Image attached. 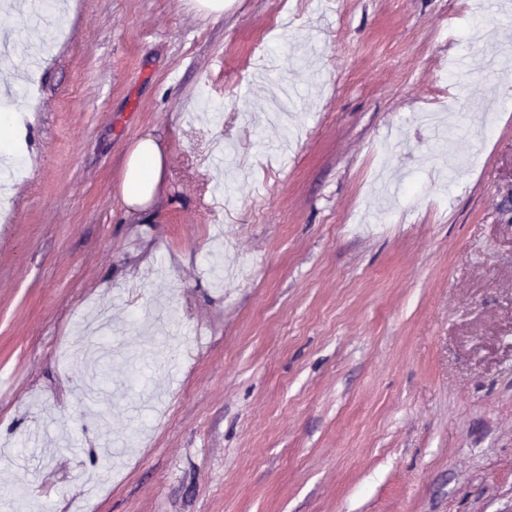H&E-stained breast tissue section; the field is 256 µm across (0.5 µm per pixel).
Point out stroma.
I'll return each instance as SVG.
<instances>
[{
	"label": "stroma",
	"instance_id": "obj_1",
	"mask_svg": "<svg viewBox=\"0 0 512 512\" xmlns=\"http://www.w3.org/2000/svg\"><path fill=\"white\" fill-rule=\"evenodd\" d=\"M53 2L0 75V512H512V0ZM163 157L158 143L147 136L140 139L130 153L122 183L123 200L132 211L151 204L163 172Z\"/></svg>",
	"mask_w": 512,
	"mask_h": 512
}]
</instances>
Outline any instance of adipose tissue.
<instances>
[{"label":"adipose tissue","mask_w":512,"mask_h":512,"mask_svg":"<svg viewBox=\"0 0 512 512\" xmlns=\"http://www.w3.org/2000/svg\"><path fill=\"white\" fill-rule=\"evenodd\" d=\"M163 157L158 143L151 137L140 139L130 153L122 183L123 200L131 210L151 204L163 172Z\"/></svg>","instance_id":"obj_1"}]
</instances>
